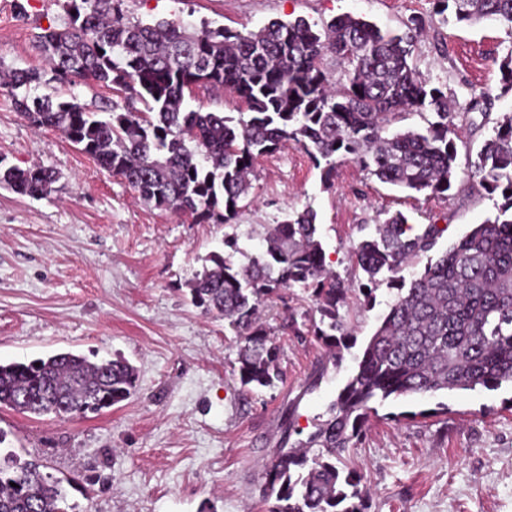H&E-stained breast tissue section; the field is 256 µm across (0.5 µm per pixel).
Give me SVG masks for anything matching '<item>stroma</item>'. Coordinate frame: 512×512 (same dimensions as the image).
Listing matches in <instances>:
<instances>
[{
	"mask_svg": "<svg viewBox=\"0 0 512 512\" xmlns=\"http://www.w3.org/2000/svg\"><path fill=\"white\" fill-rule=\"evenodd\" d=\"M0 0V65L45 69L36 48L43 29L64 22L59 0ZM131 17L152 23L208 22L241 32L272 19L328 21L362 16L385 30L422 18L411 62L428 82H443L454 112L459 155L491 132L472 95L500 86L499 62L512 29L485 19L455 23L434 0H124ZM0 157L58 175L33 198L0 187V362H28L62 351L124 357L138 372L120 405L84 417H37L0 409L5 447L72 479L84 512H266L262 464L282 436V414L296 403L295 429L309 435L325 416L387 312L395 291L372 301L348 292L340 314L347 335L340 365L316 337L283 325L317 319L307 291L285 289L263 303L261 318L279 349L283 383L242 390L232 375L239 340L187 300L186 283L207 256L235 237L234 262L261 255L271 225L311 207L328 267L348 276L352 249L375 234L381 213L446 228L428 260L492 212V202L459 174L448 195L383 184L357 163H340L326 182L304 149L288 142L255 164L252 189L228 224H196L143 200L59 131L38 128L0 94ZM326 373L309 387L318 368ZM361 444L342 456L361 470L369 512H512V387L414 394L377 406Z\"/></svg>",
	"mask_w": 512,
	"mask_h": 512,
	"instance_id": "obj_1",
	"label": "stroma"
}]
</instances>
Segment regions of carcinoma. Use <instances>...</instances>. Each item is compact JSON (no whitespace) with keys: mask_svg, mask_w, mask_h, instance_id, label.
Segmentation results:
<instances>
[{"mask_svg":"<svg viewBox=\"0 0 512 512\" xmlns=\"http://www.w3.org/2000/svg\"><path fill=\"white\" fill-rule=\"evenodd\" d=\"M123 0H62L65 21L38 35L48 70L0 67V91L38 128H52L122 177L139 195L196 224H229L250 193L256 160L290 141L300 144L323 180L353 160L384 184L447 193L457 175V133L448 88L421 79L409 63L420 21L401 34L345 14L329 22L271 20L242 33L177 21L146 24ZM459 23L495 18L512 25V0H437ZM340 67L333 78L327 60ZM501 94L512 93V51L501 60ZM91 80L124 94L144 112L99 113L57 86ZM228 89L236 116L187 105L197 88ZM430 112L424 131L390 130L406 112ZM468 177L495 201L476 225L410 284L401 273L432 251L445 228L415 227L401 214L377 225V237L352 252L367 300L382 284L397 294L380 319L328 417L306 441L278 448L263 463L268 512H364L363 476L342 465L358 445L373 403L439 391L490 390L512 384V113L495 121L470 162ZM57 180L42 167L0 158V185L30 197ZM316 212L306 207L272 225L266 250L234 264L221 252L188 283L191 303L224 320L240 337L233 375L246 391L283 381L279 350L260 305L285 288L310 292L320 315L310 332L334 351L346 336L340 309L347 279L328 268L316 237ZM137 369L127 360L61 352L29 363H0V408L37 416L84 417L130 397ZM320 448L315 456L309 449ZM63 480L35 461L0 454V512H76Z\"/></svg>","mask_w":512,"mask_h":512,"instance_id":"1","label":"carcinoma"}]
</instances>
